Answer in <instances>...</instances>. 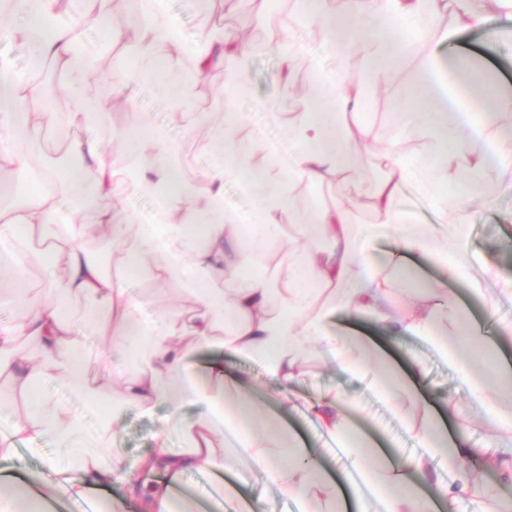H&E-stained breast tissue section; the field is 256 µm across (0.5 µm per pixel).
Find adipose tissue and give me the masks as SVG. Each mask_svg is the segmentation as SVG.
<instances>
[{"label": "adipose tissue", "mask_w": 512, "mask_h": 512, "mask_svg": "<svg viewBox=\"0 0 512 512\" xmlns=\"http://www.w3.org/2000/svg\"><path fill=\"white\" fill-rule=\"evenodd\" d=\"M35 2L22 13L19 0H6L0 6V31L27 47L31 69L60 74L57 86L66 106L56 111L54 85L25 77L0 58V169L26 170L34 183L26 205L15 208L12 183L0 180V251L11 254L0 275L10 281L8 294L23 311L22 318L0 324V377H8L12 393L26 400L0 433V458L15 455L21 443L34 454L47 441L67 449L68 460L48 457L45 467L54 493L80 498L88 486L127 480L139 467L120 452L106 457L87 449V411L99 410L97 434L103 441L114 438L127 411L148 415L165 403L176 410L173 426L185 442L181 452L166 458L172 480L204 466L239 467L259 474L263 494L335 498L317 449L296 441L282 444L281 426L255 413L247 383L231 364L217 359L202 372L193 365L197 353L221 349L258 363L267 378L285 387L304 375V348L311 343L319 361L367 380L380 400L393 401L394 372L385 365L372 368L357 337L330 331L328 320L335 313L370 316L396 340L433 344L489 422L512 433V363L495 355L475 361L474 351L486 349L488 339L462 320L440 289L415 287L407 292V306L394 304L398 289L389 274L436 244L430 228L404 221L403 189L414 184L427 190L436 206H446L451 191L459 202L441 258L448 280L466 283L478 296L491 286V271L475 272L467 221L471 209L497 211L500 197L512 195V85L488 80L469 52L452 49L443 58L437 47L471 29L485 30L492 43L505 37L498 22L512 20V0H487L479 13L469 0H296L321 48L297 43L289 26L279 23L262 47L277 55L278 80L297 89L302 109L291 117L266 108L263 125L253 128L238 110L237 89L253 51L244 33L213 25L190 48L167 0H136L133 24L108 36L130 57L128 83L150 82L191 100L213 71L225 69L224 112L206 122L203 136L221 154L225 177L245 184L251 198L248 212L226 208L223 180L200 177L179 163L181 145L163 127L146 124L129 140L127 162L135 186L158 184L166 194L139 217L130 215L115 194L117 172L99 136L81 135L90 125L88 95L92 77L100 73V57L76 53L81 22L70 14L68 0ZM326 50L336 57L337 68H326ZM301 58L308 67L302 84L295 74ZM355 58L366 67L365 79L350 70ZM188 64L192 80L170 87L168 76ZM371 87L388 94L400 89L399 104L413 106L426 165L393 147L385 158L388 174L378 181L371 202L374 223L354 224L345 207L326 205L316 217L320 245L286 246L285 238H303L309 229L289 184L348 186L359 145L388 137L402 123L400 112L378 126L363 121ZM52 128L64 130L66 150L79 155L80 164L45 159L40 143ZM490 168L500 175L497 195L471 197L464 174ZM84 183L105 207L88 223L62 218L63 199ZM92 237L111 244L117 274L103 273L85 244ZM381 240L391 244L384 264L369 259ZM36 244L64 264L63 277L41 295L31 294L28 277ZM145 266L158 284L175 283L194 294L196 307L173 305L146 317L131 278ZM80 298L105 307L103 328L121 335L119 351L103 349L92 357L85 352L76 324L61 308L62 300ZM444 319L454 334L442 331ZM22 338L35 344L36 353L21 366L14 356ZM52 376L66 380L81 408L30 400L34 379ZM106 383L116 393L104 408ZM186 404L196 407V416L180 417ZM348 405L347 397L331 388L316 399L312 413L327 443L345 450L358 486L372 488L382 499L384 512H432L434 500L455 503L477 485L467 465L470 448L461 439L448 441L435 419L408 424L419 451L397 465L369 447L346 416ZM441 458L458 467L457 484L433 481V464ZM413 478L432 482L431 498L411 490Z\"/></svg>", "instance_id": "ef3b65f1"}]
</instances>
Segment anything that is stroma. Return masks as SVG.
I'll return each instance as SVG.
<instances>
[{"label": "stroma", "instance_id": "35a3bbf8", "mask_svg": "<svg viewBox=\"0 0 512 512\" xmlns=\"http://www.w3.org/2000/svg\"><path fill=\"white\" fill-rule=\"evenodd\" d=\"M168 8L179 22L184 41L195 46L204 25L213 23V16L204 13L201 0H168ZM284 0H244L243 4L227 9L223 16L226 28L242 29L253 41L264 40L270 16H286ZM458 43L467 51L484 55L493 75L500 81L512 83V41L490 45L483 31L473 30L459 35ZM278 58L263 51L253 52L244 79L250 94L242 101V112L255 114L261 103L274 100L285 111L301 109L298 99L277 81ZM136 107L115 111L110 116L112 135L103 139V147L112 155L117 172L126 168V145L139 118L166 124L172 138L182 142L185 160L199 174L218 178L222 172L213 162V149L206 142L190 136L181 126L171 124L169 99L148 83L132 87ZM407 128L392 132L388 138L376 140L362 147L357 155V174L353 185L345 191L325 186L318 192L322 203H341L353 215L356 223L373 221L370 210L371 196L378 178L383 174L379 160L392 144H408ZM404 204L416 224L437 232L440 240L448 238V218L458 210L456 198H449L446 211L437 210L431 197L421 189H407ZM512 212V196L503 197L495 213L473 212L470 218L469 245L476 268L488 267L501 279H512V223L501 221V214ZM331 326L356 330L366 344H378L387 352L393 366L402 373L419 367L425 373V395L416 394L407 381L397 387L395 405L378 400L366 384L341 375L332 369L320 367L314 350H307L305 360L309 374L291 386L283 388L267 379L259 366L245 358L235 359L236 370L243 378L255 384L254 397L265 411L278 416L292 438L307 447L320 449V463L324 472L336 483L334 500L315 505L303 498L285 497L269 492L266 502H259L255 486L247 473L238 469L215 471L210 468L189 475L181 484L182 496L188 512H382L383 506L376 496L357 493L354 483L342 465L338 449L327 448L308 411L312 402L328 387H339L351 400L349 415L371 447L390 460H398L415 453L412 438L406 433L404 422L432 412L441 420L449 436H463L469 447L484 448L498 435L483 417L478 406L472 404L459 383L433 348L420 340L398 345L389 340L381 325L368 317L345 314L334 316ZM172 420L168 406H159L152 416L128 412L119 430L116 447L122 448L130 458L158 454V435ZM13 486H33L46 490L50 476L40 457L26 449H18L14 458L0 461V479Z\"/></svg>", "mask_w": 512, "mask_h": 512}]
</instances>
